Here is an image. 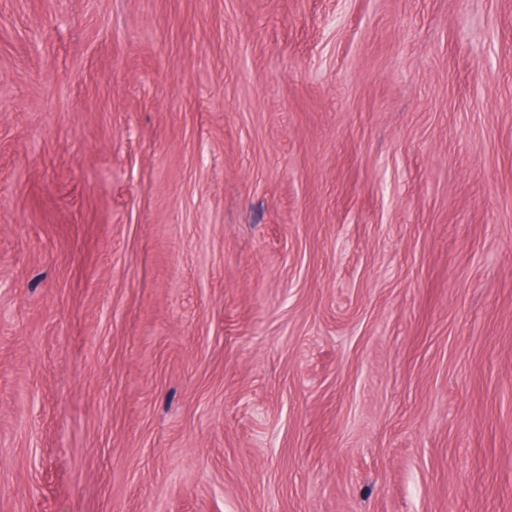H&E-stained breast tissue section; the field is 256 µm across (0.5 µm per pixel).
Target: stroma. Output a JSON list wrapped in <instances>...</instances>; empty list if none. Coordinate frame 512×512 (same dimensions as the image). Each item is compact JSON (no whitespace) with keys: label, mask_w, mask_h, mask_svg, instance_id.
<instances>
[{"label":"stroma","mask_w":512,"mask_h":512,"mask_svg":"<svg viewBox=\"0 0 512 512\" xmlns=\"http://www.w3.org/2000/svg\"><path fill=\"white\" fill-rule=\"evenodd\" d=\"M0 512H512V0H0Z\"/></svg>","instance_id":"1"}]
</instances>
